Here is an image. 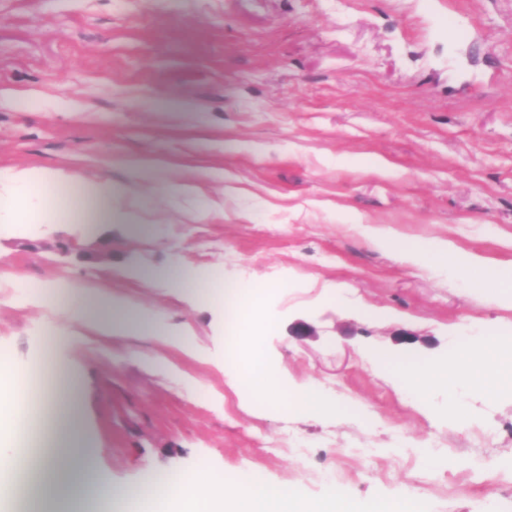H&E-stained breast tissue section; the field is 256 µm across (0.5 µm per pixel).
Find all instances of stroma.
I'll return each instance as SVG.
<instances>
[{"mask_svg":"<svg viewBox=\"0 0 512 512\" xmlns=\"http://www.w3.org/2000/svg\"><path fill=\"white\" fill-rule=\"evenodd\" d=\"M12 168L64 172L72 208L111 184L124 218L0 229V347L41 394L56 367L81 378L111 495L149 471L257 469L312 497L340 485L352 512L406 487L430 512H512V388H438L418 407L395 373L448 364L471 336L511 343L512 299L361 231L512 264V0H0ZM143 267L265 281L252 342L229 339L223 305L133 277ZM22 279L112 293L155 334L102 335L12 292ZM256 346L345 414L242 405L234 377Z\"/></svg>","mask_w":512,"mask_h":512,"instance_id":"obj_1","label":"stroma"}]
</instances>
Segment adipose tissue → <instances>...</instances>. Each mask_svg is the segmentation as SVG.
<instances>
[{
    "label": "adipose tissue",
    "mask_w": 512,
    "mask_h": 512,
    "mask_svg": "<svg viewBox=\"0 0 512 512\" xmlns=\"http://www.w3.org/2000/svg\"><path fill=\"white\" fill-rule=\"evenodd\" d=\"M64 179L56 170L12 171L0 185V217L14 216L29 207L28 190L38 185L49 190ZM377 244L400 252L406 260L417 264H435L465 278L469 284L488 287L512 286V265H489L475 255L462 253L448 242L421 240L402 242L386 235L376 238ZM28 298L37 304H52L63 314H77L94 321L105 335L128 331H150L151 316L111 294L91 292L73 281L37 282L29 284ZM16 363L9 355H0V439L13 438L20 407L31 393L15 378ZM397 371L405 391L416 403H423L434 388L456 380L474 392L492 396L502 386H512V365L498 357L491 338L482 337L460 344L459 357L448 367L440 368L422 362L401 365ZM236 381L244 399H262L279 409H292L311 416L334 411V403L324 397L312 383L290 385L280 375L254 368L251 374L237 373ZM82 381L70 377L69 386L56 403H43L42 411L47 433L36 460L26 469H18L16 451H0V512H13L17 477L28 483L41 482L48 489H78L90 494H106V487L96 477L90 455L82 444V421L79 402ZM165 512H349L344 489L329 486L322 498L308 497L294 485H272L256 471L236 475L226 481L223 475H184L163 502Z\"/></svg>",
    "instance_id": "adipose-tissue-1"
}]
</instances>
